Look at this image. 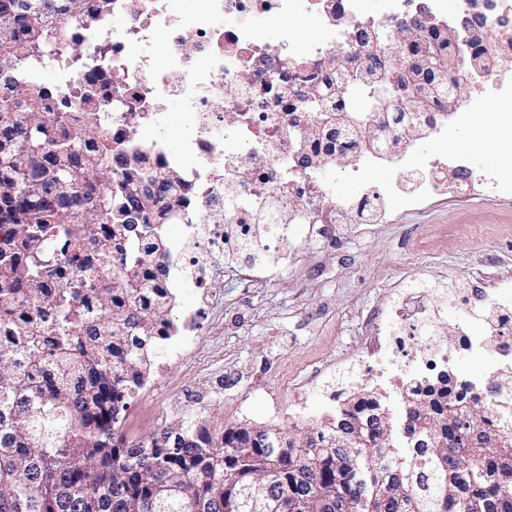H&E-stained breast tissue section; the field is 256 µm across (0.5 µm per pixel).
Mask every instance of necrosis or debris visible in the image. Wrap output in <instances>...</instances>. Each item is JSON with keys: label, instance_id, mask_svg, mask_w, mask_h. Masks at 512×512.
<instances>
[{"label": "necrosis or debris", "instance_id": "4bbe7bcc", "mask_svg": "<svg viewBox=\"0 0 512 512\" xmlns=\"http://www.w3.org/2000/svg\"><path fill=\"white\" fill-rule=\"evenodd\" d=\"M193 16H184L179 0H110L93 26L57 16L68 37L88 43L100 56L98 69L71 65L60 72L47 101L48 112L70 111L73 89L92 91L108 118L106 131L114 149L136 146L160 174L178 170L186 240L179 249L178 270L197 292L198 310L182 317L184 335H193L198 312L213 303L209 280L234 259L233 271L254 287L276 273L257 259L239 260L244 245L274 252L281 263L296 261L288 247L290 225H309L314 237L335 239L344 217L357 224L377 223L395 198L414 204L417 196L475 192L485 176L474 161V148L427 155L413 183L389 181L377 186L368 175L383 160L410 166L408 150L424 135L445 137L448 122L440 101L430 110L409 113L383 133L370 127L340 125L336 107L342 88L330 60L365 53L359 34L380 23L409 21L406 0H312L321 21L319 38L302 44L293 24V0H196ZM458 10L478 15L484 30L480 49L495 66L486 72L458 71L452 82L487 84L502 105L512 106V72L497 67L512 57V0H459ZM259 20L274 25V36L261 39ZM144 46L132 55V45ZM167 62L163 74L152 68L154 54ZM322 90L318 111L308 103ZM178 98L191 133L181 154H172L160 139H141L140 131L160 130L165 103ZM256 156L245 166L241 154ZM339 158L354 162L348 178L356 194L342 199L334 183L317 175ZM456 179H448V169ZM211 220L198 224L197 212ZM465 324L459 341H440L429 354L408 355L406 339L430 326L424 292H411L393 316L400 334L390 336L367 381L400 390L406 373L427 376L439 363L480 353L493 365L512 358V291L488 298L479 290L462 297Z\"/></svg>", "mask_w": 512, "mask_h": 512}]
</instances>
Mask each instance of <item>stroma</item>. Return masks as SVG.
I'll use <instances>...</instances> for the list:
<instances>
[{
    "instance_id": "obj_1",
    "label": "stroma",
    "mask_w": 512,
    "mask_h": 512,
    "mask_svg": "<svg viewBox=\"0 0 512 512\" xmlns=\"http://www.w3.org/2000/svg\"><path fill=\"white\" fill-rule=\"evenodd\" d=\"M306 226L291 227L303 258L262 288L231 275L209 284L214 305L187 344L188 360L158 355L160 378H147L128 402L124 429L138 440L204 419L227 427H277L272 401L305 431L335 414L327 386L351 387L371 364L366 327L415 288L428 291L434 336H415L410 355L434 338H451L464 315L452 291L487 276L512 280V204L489 189L396 199L375 224L344 225L336 244H314ZM308 385L296 408L292 384Z\"/></svg>"
}]
</instances>
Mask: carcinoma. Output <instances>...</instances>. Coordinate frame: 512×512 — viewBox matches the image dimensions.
<instances>
[{
    "label": "carcinoma",
    "mask_w": 512,
    "mask_h": 512,
    "mask_svg": "<svg viewBox=\"0 0 512 512\" xmlns=\"http://www.w3.org/2000/svg\"><path fill=\"white\" fill-rule=\"evenodd\" d=\"M60 13L88 21L87 0H0V512H237L249 485H268L277 512H334L340 497L352 512H458L455 486L497 501L512 497L493 483L460 477L447 448L376 447L378 399L359 389L335 418L367 427L369 472L336 459L324 420L311 431L314 450L298 447L299 431L240 424L218 431L204 420L127 438V400L142 388L155 349V328L172 325L169 296L148 300L144 270L158 263L161 225L156 174L135 154L112 148L106 119L88 93L72 112H46L39 80L44 56L62 43ZM368 56L365 79L336 109L361 124L359 106L399 122L406 77L390 59L417 57L427 44L393 36ZM138 181L131 183L127 176ZM410 394L441 428L448 409L468 400L463 389L434 388L406 376Z\"/></svg>",
    "instance_id": "1"
}]
</instances>
